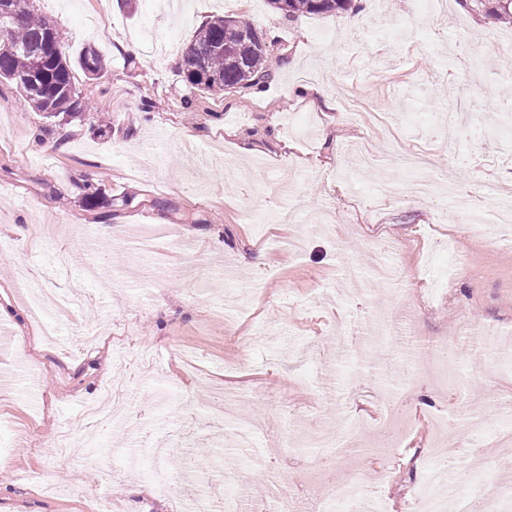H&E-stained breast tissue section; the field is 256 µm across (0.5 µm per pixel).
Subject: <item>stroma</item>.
Listing matches in <instances>:
<instances>
[{
  "mask_svg": "<svg viewBox=\"0 0 512 512\" xmlns=\"http://www.w3.org/2000/svg\"><path fill=\"white\" fill-rule=\"evenodd\" d=\"M446 11L419 13L416 0H355L348 11L287 16L249 0H193L189 20L167 0H32L52 18L71 60L95 48L108 60L101 77L74 69L86 109L45 117L0 81V306L13 317V338L0 348V370L33 369L32 385L0 387V512H90L82 492L90 471L120 512H170L150 485L151 453L139 429L175 436L195 428L222 441L227 491L265 495L267 470L236 449L234 418L271 419L283 430L259 435L270 461L294 493L340 497L343 483L378 487L382 512H406L427 477L419 457L465 439L464 419L495 414L512 399V372L488 370L461 330L465 322L512 332V248L493 239L486 194L512 191V155L479 134L452 144L448 119L467 124L463 102L477 100L494 116L493 100L508 82L512 26L447 0ZM240 17L265 31L270 80L241 96L192 89L183 54L197 28L215 16ZM137 51H130V44ZM488 56L490 67L471 63ZM353 96L387 124L366 129L344 115ZM257 150L244 157L240 142ZM375 156L365 185L392 182L397 155L427 152L457 197L356 206L359 191L341 179L355 146ZM100 184L103 202L87 208L80 186ZM291 214L288 223H255L262 202ZM163 250L179 279L148 272L140 237ZM85 254L84 265L52 267L54 252ZM261 264H253L256 255ZM236 276L203 298L199 283L211 264ZM401 269L398 290L371 282L363 295L333 305L343 271ZM39 272L46 287L90 296L91 304L59 312V334L46 342L18 281L20 268ZM405 311L414 335L454 339L443 378L419 360V375L402 391L410 427L398 445L370 436L369 451L337 455L336 478L318 477L315 455L301 445L335 428L352 412L373 419L381 386H394L401 365L370 335L380 311ZM362 327L364 361L338 353L349 323ZM122 367L135 410H122L101 452L77 434L66 457L57 432L82 423L85 404ZM128 468L113 479V449ZM493 440L460 455L453 477L499 481L511 454ZM41 475L42 484L18 482Z\"/></svg>",
  "mask_w": 512,
  "mask_h": 512,
  "instance_id": "stroma-1",
  "label": "stroma"
}]
</instances>
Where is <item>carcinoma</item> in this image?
Instances as JSON below:
<instances>
[{
	"label": "carcinoma",
	"mask_w": 512,
	"mask_h": 512,
	"mask_svg": "<svg viewBox=\"0 0 512 512\" xmlns=\"http://www.w3.org/2000/svg\"><path fill=\"white\" fill-rule=\"evenodd\" d=\"M22 8L3 16L0 33L9 45H0V79L14 85L48 117L63 112L83 111L72 82L73 67L60 43L49 40L57 35L49 19L30 8V0H20ZM354 0H268L271 8L285 13L312 15L336 13L351 8ZM468 10L483 13L499 22L512 24V0H465ZM254 28L249 20L215 17L203 26L187 45L184 56L186 81L202 92L246 93L267 82L266 53L237 56L235 46ZM79 67L98 75L105 71V58L88 48L79 57Z\"/></svg>",
	"instance_id": "1"
}]
</instances>
